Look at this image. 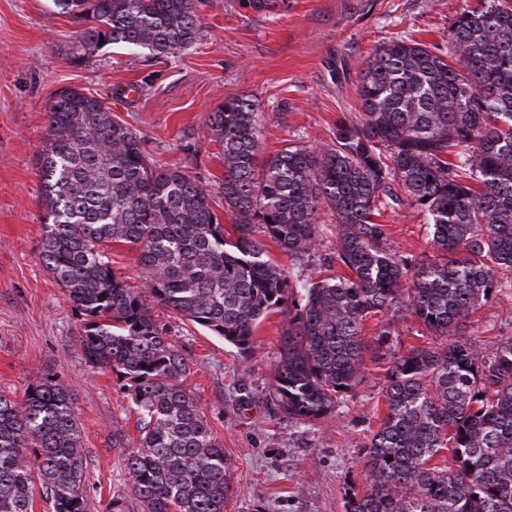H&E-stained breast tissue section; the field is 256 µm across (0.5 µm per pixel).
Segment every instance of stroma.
Here are the masks:
<instances>
[{
    "instance_id": "obj_1",
    "label": "stroma",
    "mask_w": 512,
    "mask_h": 512,
    "mask_svg": "<svg viewBox=\"0 0 512 512\" xmlns=\"http://www.w3.org/2000/svg\"><path fill=\"white\" fill-rule=\"evenodd\" d=\"M464 5L285 0L276 14L260 15L238 0H199L196 43L158 59L126 45L79 49L81 20L58 14L53 0H0V392L19 399L44 374L57 375L73 402L95 512L129 497L122 450L136 447L140 433L129 391L87 364L77 342L81 318L38 259L46 212L34 158L56 92L93 93L158 163L184 167L214 192L224 156L203 126L227 95L258 101L263 156L328 142L340 117L360 112L357 85L374 50L408 37L447 46ZM381 221L401 252L421 262L432 255L424 213L404 203ZM153 312L186 356L189 384L231 462L235 495L224 512H345L349 495L366 485L364 447L386 413L391 354L422 345L419 324L392 318V350L366 355L363 382L332 416L303 423L288 419L272 395L281 315L242 353L163 306ZM468 334L485 349L512 336V304L483 305Z\"/></svg>"
}]
</instances>
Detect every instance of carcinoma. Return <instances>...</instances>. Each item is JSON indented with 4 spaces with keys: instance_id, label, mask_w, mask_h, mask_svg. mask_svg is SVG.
<instances>
[{
    "instance_id": "cac0c4a2",
    "label": "carcinoma",
    "mask_w": 512,
    "mask_h": 512,
    "mask_svg": "<svg viewBox=\"0 0 512 512\" xmlns=\"http://www.w3.org/2000/svg\"><path fill=\"white\" fill-rule=\"evenodd\" d=\"M272 14L283 0H241ZM89 23L85 48L124 44L157 58L193 46L195 0H53ZM362 111L320 147L259 160V103L224 98L204 133L224 151L213 196L186 170L149 156L143 138L99 99L55 94L36 169L46 219L39 260L83 320L90 367L125 381L140 415L125 453L140 512H224L232 492L224 444L188 385L190 366L166 336L162 305L241 352L282 315L273 393L300 422L324 419L364 378V323L407 313L425 341L393 354L388 412L365 446L367 484L346 512H512V337L482 350L471 315L512 298V0H478L448 29V49L414 39L379 47L358 86ZM398 185L427 215L431 259L410 270L381 209ZM231 213L228 235L214 206ZM336 218L315 279L284 273L268 242L301 259ZM136 255L142 285L112 268ZM450 452L445 466L434 458ZM66 388L46 376L18 401L0 393V512H33L40 481L52 512H94ZM112 267L123 280L130 286L137 287L140 284V269L131 253L125 246L116 245L112 249Z\"/></svg>"
}]
</instances>
